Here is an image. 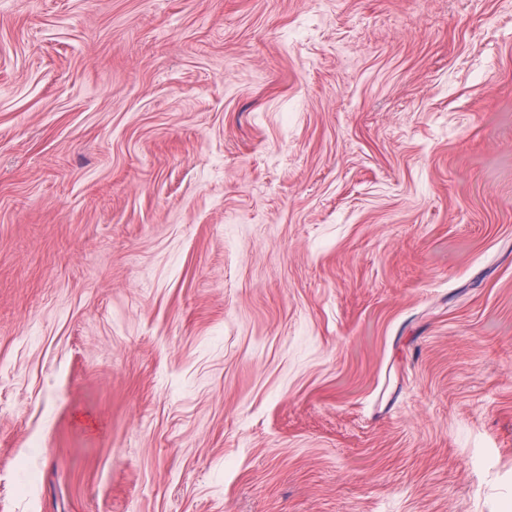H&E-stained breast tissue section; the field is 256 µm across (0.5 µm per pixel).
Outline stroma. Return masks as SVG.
I'll use <instances>...</instances> for the list:
<instances>
[{"label":"stroma","instance_id":"stroma-1","mask_svg":"<svg viewBox=\"0 0 512 512\" xmlns=\"http://www.w3.org/2000/svg\"><path fill=\"white\" fill-rule=\"evenodd\" d=\"M0 512H512V0H0Z\"/></svg>","mask_w":512,"mask_h":512}]
</instances>
